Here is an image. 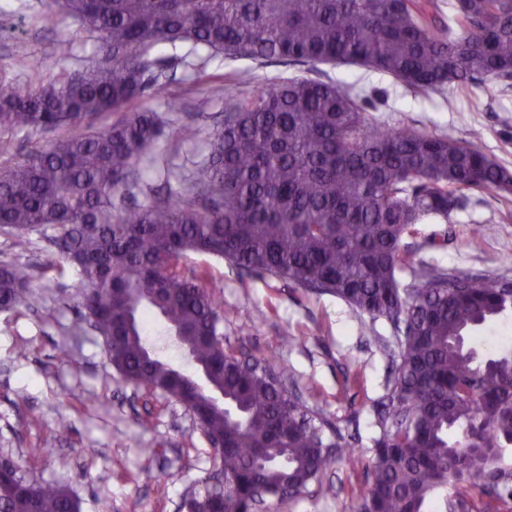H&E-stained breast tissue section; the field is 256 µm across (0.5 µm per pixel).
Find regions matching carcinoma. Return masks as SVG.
Here are the masks:
<instances>
[{"instance_id": "cac0c4a2", "label": "carcinoma", "mask_w": 512, "mask_h": 512, "mask_svg": "<svg viewBox=\"0 0 512 512\" xmlns=\"http://www.w3.org/2000/svg\"><path fill=\"white\" fill-rule=\"evenodd\" d=\"M434 0H50L59 16L98 36L96 58L48 85L0 88V129L44 145L0 170V226L25 250L31 232L62 229L56 245L78 267L82 312L122 378L192 411L209 442L224 441V485L204 481L211 512H247L255 492L280 501L327 495L335 462L356 453L339 430L290 390L268 361L215 341L220 307L202 276L175 269L189 252L345 301L390 326L395 368L373 405L371 479L358 512H426L435 494L467 484L512 499V350L477 358L459 339L512 316L502 275L436 268L403 245L419 225L447 223L472 190L512 194V172L470 140L390 123L366 112L346 80L294 76L246 96L224 93V118L204 158L156 167L166 191L142 190L147 146L161 115L133 106L146 92L168 121L158 49H205L229 60H279L310 72L357 65L414 93L460 91L480 78L512 79V0H448V27L429 21ZM105 112L124 117L71 134ZM31 275L0 263V308L30 305ZM183 337L194 368L210 370L229 414L194 393L192 375L149 353L150 314ZM0 512H80L64 487L19 474L0 483Z\"/></svg>"}]
</instances>
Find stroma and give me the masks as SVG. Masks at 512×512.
Listing matches in <instances>:
<instances>
[{"label":"stroma","instance_id":"stroma-1","mask_svg":"<svg viewBox=\"0 0 512 512\" xmlns=\"http://www.w3.org/2000/svg\"><path fill=\"white\" fill-rule=\"evenodd\" d=\"M48 0H0V83L45 84L61 72L86 67L96 41L73 19L51 30L39 16ZM67 41L63 59L48 56L49 43ZM35 61L33 69L13 67L16 55ZM170 94L183 104L180 120L209 129L224 116V100L186 78L178 62ZM332 79L363 91L372 115H394L418 128L456 139L479 131V146L512 170V87L479 80L461 92L413 93L392 78L358 66L322 65ZM204 72L212 82L235 92L302 74L279 61H225L210 57ZM205 140L181 142L175 125L166 124L147 149L150 159L181 163L200 159ZM58 229L30 235L26 252L0 230V262L20 260L34 271L31 285L38 302L23 312L0 310V455L11 456L27 478L66 486L81 502V512H180L184 496L220 467L210 443L180 402L162 393L145 395L110 364L100 336L74 332L80 311L79 272L62 265L53 240ZM440 248L429 247L431 238ZM406 244L417 257L445 269L473 275L512 274V195L474 191L449 224H424ZM183 274L206 273L217 287L224 343L283 374L330 427L355 443L352 459L335 463L327 476L332 495L269 500V512H357L368 470L367 448L375 434L372 406L380 402L394 371L395 340L388 325L371 323L331 295L303 292L285 281L247 275L222 259L203 254L182 258ZM99 399L85 411L81 401ZM66 433H57L60 421ZM42 449L36 464L27 451Z\"/></svg>","mask_w":512,"mask_h":512}]
</instances>
